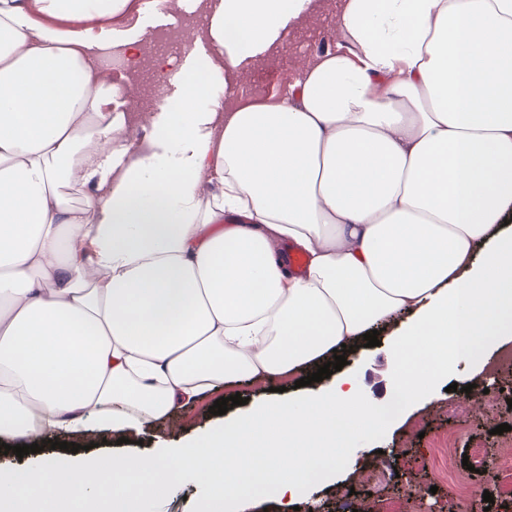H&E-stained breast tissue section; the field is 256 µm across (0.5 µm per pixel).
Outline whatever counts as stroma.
Returning a JSON list of instances; mask_svg holds the SVG:
<instances>
[{"label":"stroma","instance_id":"obj_1","mask_svg":"<svg viewBox=\"0 0 512 512\" xmlns=\"http://www.w3.org/2000/svg\"><path fill=\"white\" fill-rule=\"evenodd\" d=\"M337 3L338 0H315L312 9L280 33L271 49L243 63L242 77L229 91L224 88L223 74L208 67L209 59L218 53L211 40L187 43L180 39L186 28L204 25L203 0H130L121 15L94 24L92 34L103 37L114 29L139 39L142 47L152 50L146 67L117 50L108 56L117 88L151 86L158 90L164 84L161 71L188 68L211 89L219 91L224 104L275 103L287 95L306 60L335 48ZM347 368L364 390L387 400L391 397L388 385L398 373L400 362L387 353L385 346H363L349 356ZM468 369L466 362L455 363L447 377L434 383L428 404L401 408L393 413L392 424L373 438L353 448L329 449L335 476L329 485L312 491L311 503L323 505L324 512H337L342 504L354 512L363 499L372 497L378 499L381 512H409L402 487L407 481L426 491L418 503V512H444L454 488L437 476L435 442L439 434L454 426L460 430L459 456L469 455L471 448L478 446L486 459L483 472L475 473L464 466L458 469L463 478L479 489L477 495L462 498L463 512H512V480H504L498 473L500 437L495 433L500 424L512 426V407L507 404L506 393L512 387V372L502 373L491 367L483 389L468 393L450 391V383ZM295 381V375L287 373L272 380L249 378L228 382L222 389L154 422L140 438L147 448L172 444L215 422L209 408L217 399L236 393L256 399L272 387L283 388L284 398L291 399L296 395ZM364 467L370 469L371 476L365 482H357V474ZM396 470L401 473L397 479L392 476ZM485 490L494 499L492 505L483 501L481 493Z\"/></svg>","mask_w":512,"mask_h":512}]
</instances>
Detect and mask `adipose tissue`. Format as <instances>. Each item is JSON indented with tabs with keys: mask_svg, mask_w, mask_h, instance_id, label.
Returning a JSON list of instances; mask_svg holds the SVG:
<instances>
[{
	"mask_svg": "<svg viewBox=\"0 0 512 512\" xmlns=\"http://www.w3.org/2000/svg\"><path fill=\"white\" fill-rule=\"evenodd\" d=\"M127 3L0 0V438L83 440L91 418L135 432L239 376L316 372L407 311L393 387L423 401L419 360L441 372L512 335V0H342L335 50L284 100L227 110L183 70L143 139L103 66L139 45L90 28ZM311 4L209 0L228 51L211 68ZM77 186L94 193L72 202ZM384 411L342 373L146 455L0 467V512H129L128 473L156 498L192 476L204 512H294L329 471L322 449L379 432ZM245 448L253 491L234 479Z\"/></svg>",
	"mask_w": 512,
	"mask_h": 512,
	"instance_id": "1",
	"label": "adipose tissue"
}]
</instances>
